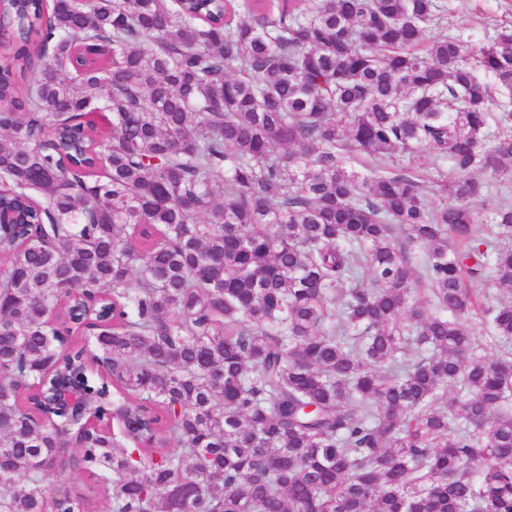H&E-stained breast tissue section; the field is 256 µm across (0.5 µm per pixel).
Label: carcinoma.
Listing matches in <instances>:
<instances>
[{"label":"carcinoma","instance_id":"obj_1","mask_svg":"<svg viewBox=\"0 0 512 512\" xmlns=\"http://www.w3.org/2000/svg\"><path fill=\"white\" fill-rule=\"evenodd\" d=\"M445 19L0 0L4 512H512V299L479 288H512V30ZM60 374L135 430L46 420Z\"/></svg>","mask_w":512,"mask_h":512}]
</instances>
